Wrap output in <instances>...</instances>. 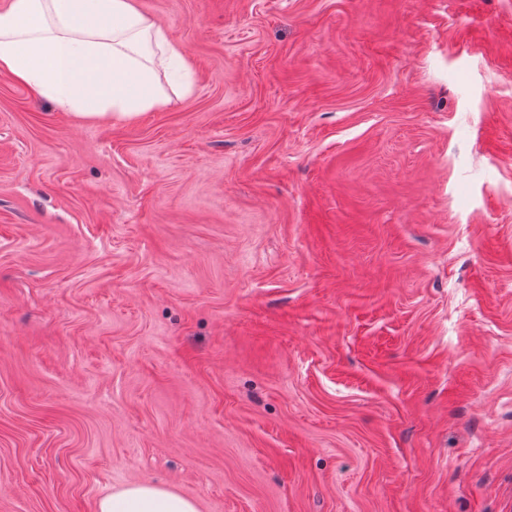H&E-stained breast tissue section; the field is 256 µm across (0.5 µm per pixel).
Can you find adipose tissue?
Segmentation results:
<instances>
[{
    "instance_id": "obj_1",
    "label": "adipose tissue",
    "mask_w": 512,
    "mask_h": 512,
    "mask_svg": "<svg viewBox=\"0 0 512 512\" xmlns=\"http://www.w3.org/2000/svg\"><path fill=\"white\" fill-rule=\"evenodd\" d=\"M167 30L136 0H0V72L90 121L129 122L190 90ZM95 512H199L168 487L139 482L102 495Z\"/></svg>"
}]
</instances>
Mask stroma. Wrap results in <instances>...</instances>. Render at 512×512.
Listing matches in <instances>:
<instances>
[{
    "label": "stroma",
    "mask_w": 512,
    "mask_h": 512,
    "mask_svg": "<svg viewBox=\"0 0 512 512\" xmlns=\"http://www.w3.org/2000/svg\"><path fill=\"white\" fill-rule=\"evenodd\" d=\"M189 95L0 73V512H512V0H136ZM95 512H199L197 502L168 487L139 482L102 495Z\"/></svg>",
    "instance_id": "stroma-1"
}]
</instances>
